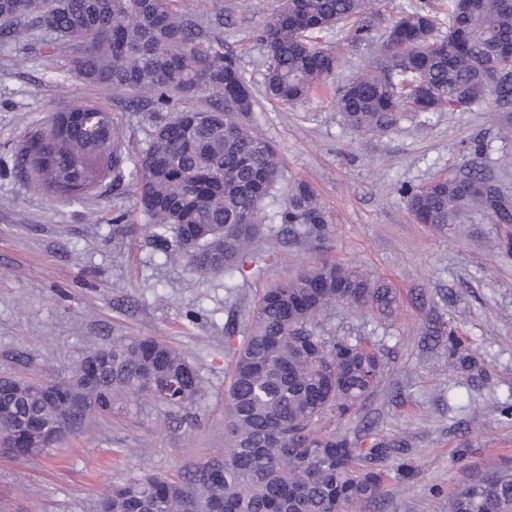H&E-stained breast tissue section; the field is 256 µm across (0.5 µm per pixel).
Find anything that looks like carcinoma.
<instances>
[{"label": "carcinoma", "instance_id": "cac0c4a2", "mask_svg": "<svg viewBox=\"0 0 512 512\" xmlns=\"http://www.w3.org/2000/svg\"><path fill=\"white\" fill-rule=\"evenodd\" d=\"M178 0H55L35 12L28 0H0V38L21 42L44 30L69 44L70 69L87 85L133 95L139 109L183 107L154 127L136 156L124 150L111 113L87 102L33 129L14 152V172L50 198L82 201L107 179L112 191L135 189L169 255L192 274L262 270L271 249L262 202L280 177L275 147L250 127L254 99L237 57L204 39ZM368 0H282L258 30L268 71V95L299 105L339 62L319 34L349 27L353 44L389 41V57L336 90V107L360 133L387 132L404 113L463 112L495 86L512 103V64L498 53L512 47V0H447L437 12L428 0L402 11L377 31ZM207 91L206 109L193 105ZM419 224H462L473 210L512 223V200L476 161L452 178L401 191ZM279 233L320 239L329 216L310 186L296 182L277 213ZM339 304L393 311V289L348 266L324 260L268 288L248 312L245 336L230 345L233 371L225 394L224 453L196 466L186 479L143 474L113 487L95 512H347L376 500L387 463L408 448L396 435L368 432L361 447L343 431L323 432L328 414L344 417L380 385L389 358L346 336L324 335L318 317ZM450 368L467 382L486 379L470 347L444 336ZM81 357L51 386L0 377V434L58 446L94 418L112 415L129 394L171 409L205 397L207 382L177 349L155 336H117ZM92 395L73 410L72 401ZM448 512H512V470L476 474L448 497Z\"/></svg>", "mask_w": 512, "mask_h": 512}]
</instances>
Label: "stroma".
I'll list each match as a JSON object with an SVG mask.
<instances>
[{
    "instance_id": "1",
    "label": "stroma",
    "mask_w": 512,
    "mask_h": 512,
    "mask_svg": "<svg viewBox=\"0 0 512 512\" xmlns=\"http://www.w3.org/2000/svg\"><path fill=\"white\" fill-rule=\"evenodd\" d=\"M281 0H181L208 38L236 55L255 99L251 123L277 150L282 180L264 202L267 226L303 181L329 214L320 240L275 242L276 262L239 291L257 299L277 280L329 259L389 284L390 315L339 305L319 319L324 331L389 351L390 368L359 412L327 418L325 430L361 436L364 422L411 440V472L389 466L377 504L357 512H448V494L478 472L512 467V420L498 407L512 403V258L500 247L512 224L472 212L462 224L416 223L400 193L469 165L484 143L486 170L512 195V105L494 95L463 112L429 122L406 114L401 124L361 135L343 121L334 88L371 65L379 44L349 43L342 30L325 33L341 59L309 100L286 106L267 98V72L254 32ZM68 50L51 34L0 41V376L55 381L83 354L115 336H157L196 365L208 382L204 399L171 412L143 398L125 399L111 418L89 422L48 453L0 452V512H92L113 486L145 472L171 476L210 459L224 446L225 390L231 360L224 325L243 323L224 281L190 275L170 260L134 190L100 189L80 203L52 199L12 173L13 150L48 116L92 101L123 126L125 149L139 153L154 113L130 107L128 95L70 77ZM127 214L130 232L112 243V210ZM442 322L469 343L487 371L482 388L457 383L445 348L426 350L428 323Z\"/></svg>"
}]
</instances>
